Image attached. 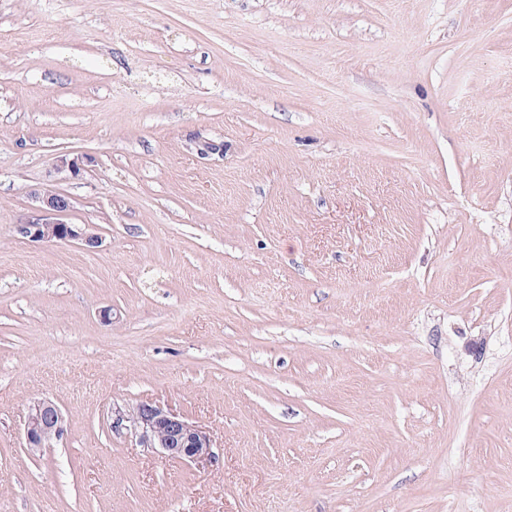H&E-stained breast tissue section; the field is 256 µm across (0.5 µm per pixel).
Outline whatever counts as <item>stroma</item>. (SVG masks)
<instances>
[{
  "label": "stroma",
  "mask_w": 512,
  "mask_h": 512,
  "mask_svg": "<svg viewBox=\"0 0 512 512\" xmlns=\"http://www.w3.org/2000/svg\"><path fill=\"white\" fill-rule=\"evenodd\" d=\"M0 512H512V0H0ZM90 160L91 158L83 155H71V153L64 152L56 158V171L63 175L64 179L77 178L86 170L85 166L91 162ZM35 198L38 204L22 215L15 225L19 236L32 242L65 241L87 250L102 247L103 237L93 225L69 221L73 205L68 195L51 192ZM64 433V417L51 400H40L31 408L25 427L26 447L32 451L48 448ZM122 426L148 448H160L172 459L213 457L212 441L206 432L160 404L141 403L127 412L118 411L112 427Z\"/></svg>",
  "instance_id": "35a3bbf8"
}]
</instances>
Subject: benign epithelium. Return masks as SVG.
Here are the masks:
<instances>
[{"label":"benign epithelium","instance_id":"benign-epithelium-1","mask_svg":"<svg viewBox=\"0 0 512 512\" xmlns=\"http://www.w3.org/2000/svg\"><path fill=\"white\" fill-rule=\"evenodd\" d=\"M90 162L86 156L64 152L56 157V171L63 178H77ZM73 208L68 195L60 192L37 197V205L21 216L16 233L32 242L65 241L87 250L102 247L103 237L90 224L69 221ZM112 427H123L149 448H159L168 457L195 461L213 457L212 441L206 432L159 404L141 403L120 412ZM64 433V417L51 400H40L31 408L25 427L26 447L32 451L48 448Z\"/></svg>","mask_w":512,"mask_h":512}]
</instances>
